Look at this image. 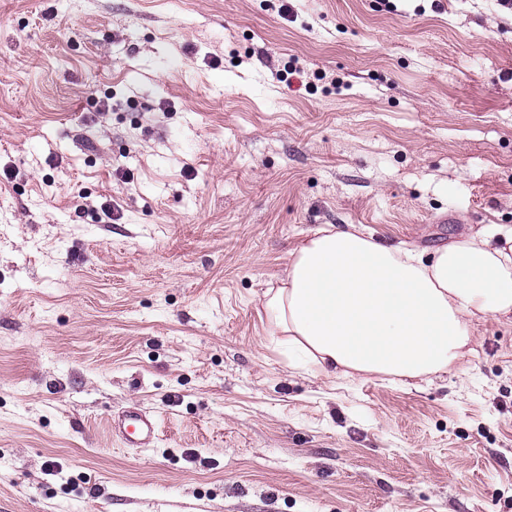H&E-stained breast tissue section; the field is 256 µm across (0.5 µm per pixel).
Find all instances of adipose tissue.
Returning a JSON list of instances; mask_svg holds the SVG:
<instances>
[{"mask_svg": "<svg viewBox=\"0 0 512 512\" xmlns=\"http://www.w3.org/2000/svg\"><path fill=\"white\" fill-rule=\"evenodd\" d=\"M263 295L271 335L314 374L424 380L472 351V326L512 315V230L490 224L431 255L353 224L320 227Z\"/></svg>", "mask_w": 512, "mask_h": 512, "instance_id": "1", "label": "adipose tissue"}]
</instances>
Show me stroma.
<instances>
[{
	"label": "stroma",
	"mask_w": 512,
	"mask_h": 512,
	"mask_svg": "<svg viewBox=\"0 0 512 512\" xmlns=\"http://www.w3.org/2000/svg\"><path fill=\"white\" fill-rule=\"evenodd\" d=\"M288 6L0 0V512H512V318L406 386L260 303L326 224L512 227V9ZM112 432L122 435L134 448H151L158 438V424L154 415L142 409L126 411L111 419Z\"/></svg>",
	"instance_id": "stroma-1"
}]
</instances>
